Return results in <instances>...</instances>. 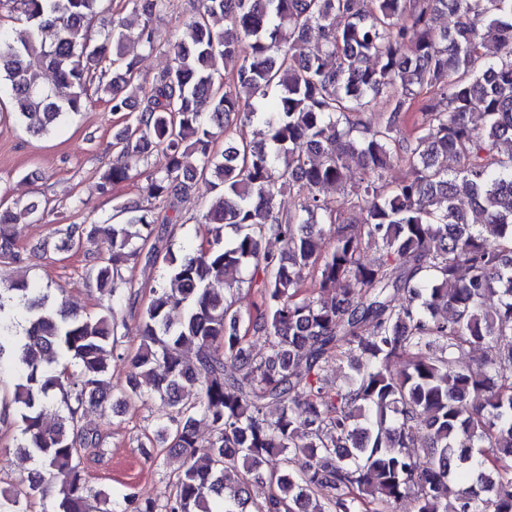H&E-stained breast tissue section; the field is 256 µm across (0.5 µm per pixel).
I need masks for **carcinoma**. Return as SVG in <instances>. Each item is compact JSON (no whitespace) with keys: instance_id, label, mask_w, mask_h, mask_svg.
Listing matches in <instances>:
<instances>
[{"instance_id":"1","label":"carcinoma","mask_w":512,"mask_h":512,"mask_svg":"<svg viewBox=\"0 0 512 512\" xmlns=\"http://www.w3.org/2000/svg\"><path fill=\"white\" fill-rule=\"evenodd\" d=\"M6 2L0 102L27 132L48 135L84 111L94 84L121 118L104 184L161 155L145 173L147 197L174 212L191 183L210 193L196 249L151 243L158 223L177 219L139 198L117 205L123 224L65 229L62 250L102 241L92 279L110 299L136 302L121 271L129 260L163 271L117 389L107 361L124 359L125 333L111 315L0 288V365L17 375L0 421L17 420L18 448L36 462L29 495L49 476L46 512H388L405 498L413 512H512V0H197L169 45L172 64L148 88L124 46L154 50L167 0H123L134 29L104 0ZM448 15L453 27L439 28ZM424 90L432 98L421 103ZM378 98L387 110L374 121ZM411 112L424 133L401 139ZM473 112L485 117L480 132ZM239 116L263 127L262 140ZM351 163L363 195L332 211L322 191L345 190ZM398 163L407 174L393 182ZM286 190L299 204L283 212ZM41 215L35 202L0 210V258L20 260L9 227ZM324 224L336 225L329 245ZM269 239L281 249H265ZM252 283L261 303L244 313L224 291ZM252 336L270 351L253 353ZM333 359L351 369L336 387L322 377ZM396 360L404 369L394 374ZM57 393L65 413L48 428ZM150 395L168 409L157 436L184 455L173 492L161 503L130 492L90 504L83 458L99 438L85 408ZM255 484L268 488L260 501Z\"/></svg>"}]
</instances>
